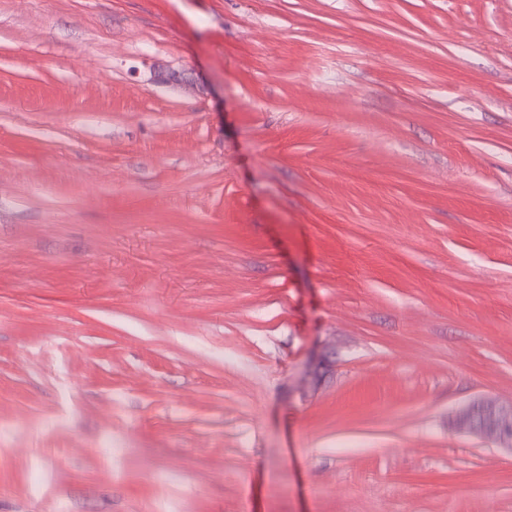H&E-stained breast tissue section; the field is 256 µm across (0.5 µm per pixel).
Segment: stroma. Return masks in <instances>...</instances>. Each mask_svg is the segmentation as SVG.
Returning <instances> with one entry per match:
<instances>
[{
    "label": "stroma",
    "mask_w": 512,
    "mask_h": 512,
    "mask_svg": "<svg viewBox=\"0 0 512 512\" xmlns=\"http://www.w3.org/2000/svg\"><path fill=\"white\" fill-rule=\"evenodd\" d=\"M512 0H0V512H512ZM460 428L494 435L512 452V404L509 409L492 402H480L460 409L456 415Z\"/></svg>",
    "instance_id": "obj_1"
}]
</instances>
